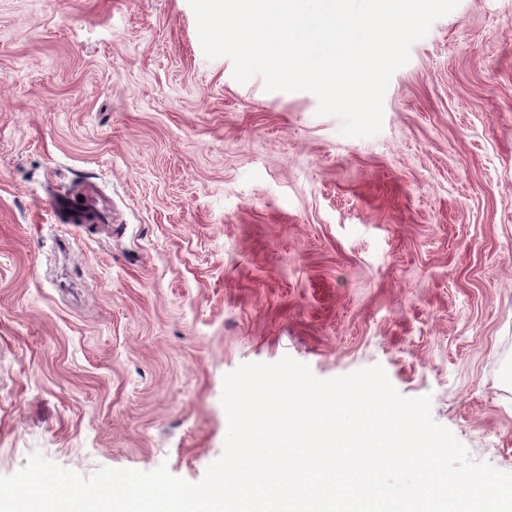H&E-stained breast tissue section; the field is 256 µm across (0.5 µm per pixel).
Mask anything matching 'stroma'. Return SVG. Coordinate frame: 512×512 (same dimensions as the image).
Returning <instances> with one entry per match:
<instances>
[{
  "label": "stroma",
  "mask_w": 512,
  "mask_h": 512,
  "mask_svg": "<svg viewBox=\"0 0 512 512\" xmlns=\"http://www.w3.org/2000/svg\"><path fill=\"white\" fill-rule=\"evenodd\" d=\"M206 59L188 0H0V475L195 483L227 373L381 365L512 473V0H460L380 133ZM111 196V229L49 194Z\"/></svg>",
  "instance_id": "35a3bbf8"
}]
</instances>
